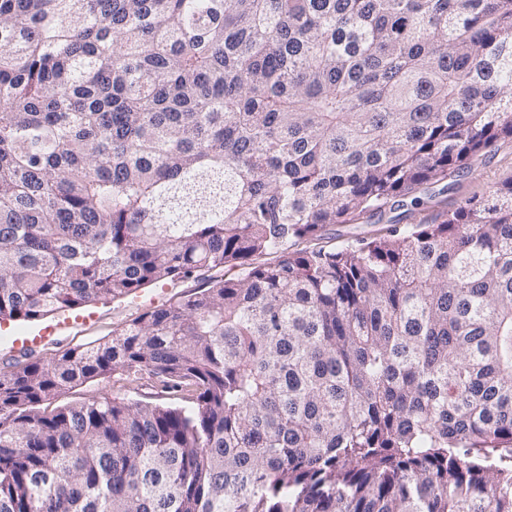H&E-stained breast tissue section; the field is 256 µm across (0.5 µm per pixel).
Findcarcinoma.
Listing matches in <instances>:
<instances>
[{"label": "carcinoma", "instance_id": "carcinoma-1", "mask_svg": "<svg viewBox=\"0 0 512 512\" xmlns=\"http://www.w3.org/2000/svg\"><path fill=\"white\" fill-rule=\"evenodd\" d=\"M505 141L512 0H0V319L236 270L0 371V512H512V177L296 248ZM116 374L105 379H97L77 386L61 397V401L81 400L88 397L108 396L125 401H143L166 405H185L181 396L162 392L160 388L142 386L143 380L136 382Z\"/></svg>", "mask_w": 512, "mask_h": 512}]
</instances>
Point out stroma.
I'll return each mask as SVG.
<instances>
[{"label": "stroma", "instance_id": "stroma-1", "mask_svg": "<svg viewBox=\"0 0 512 512\" xmlns=\"http://www.w3.org/2000/svg\"><path fill=\"white\" fill-rule=\"evenodd\" d=\"M509 176H512V143L506 141L497 146L494 154L473 163L470 169L454 177L453 187L448 194L425 201L423 206L415 209L394 206L380 217H367L356 224L327 226L321 243L327 247L356 245L378 238L390 224L401 227L430 221L445 211L458 208L469 199L487 197ZM223 276V270L217 269L205 277L198 274L176 277L150 285L132 297L52 314L37 322L0 320V369L26 349L31 350L34 358L46 361L70 348L95 345L141 315L197 291L205 278L220 279ZM92 396L166 405L181 402L180 396L141 385L120 374L77 386L67 393L66 398L71 401Z\"/></svg>", "mask_w": 512, "mask_h": 512}]
</instances>
